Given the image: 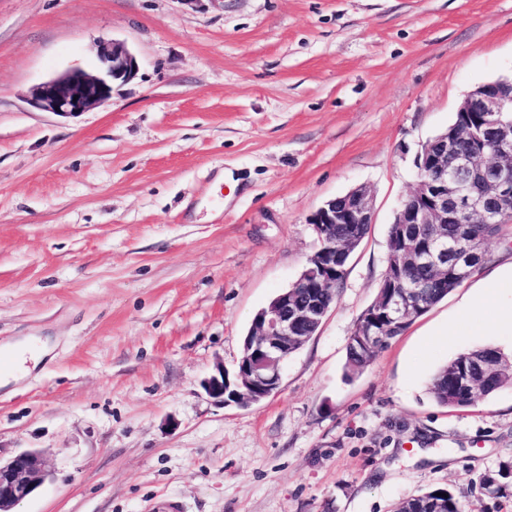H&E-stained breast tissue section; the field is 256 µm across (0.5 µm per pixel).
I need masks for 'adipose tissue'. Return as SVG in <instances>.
I'll return each mask as SVG.
<instances>
[{
  "label": "adipose tissue",
  "instance_id": "adipose-tissue-1",
  "mask_svg": "<svg viewBox=\"0 0 512 512\" xmlns=\"http://www.w3.org/2000/svg\"><path fill=\"white\" fill-rule=\"evenodd\" d=\"M511 288L512 268L499 276L485 279L478 293L464 301L462 315L449 324V338L488 328L512 332V301L502 298L503 292Z\"/></svg>",
  "mask_w": 512,
  "mask_h": 512
}]
</instances>
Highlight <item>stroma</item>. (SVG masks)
<instances>
[{"instance_id":"stroma-1","label":"stroma","mask_w":512,"mask_h":512,"mask_svg":"<svg viewBox=\"0 0 512 512\" xmlns=\"http://www.w3.org/2000/svg\"><path fill=\"white\" fill-rule=\"evenodd\" d=\"M103 40L138 61L110 103L29 105L58 72L97 73ZM511 75L512 0H0V355L50 346L0 387V459L38 449L50 470L15 512H394L438 487L512 512V478L485 486L512 463V388L465 408L428 391L467 349L512 352L502 331L445 335L512 261V223L343 372L417 153ZM360 185L373 222L279 391L215 403L202 380L318 246L308 216Z\"/></svg>"}]
</instances>
